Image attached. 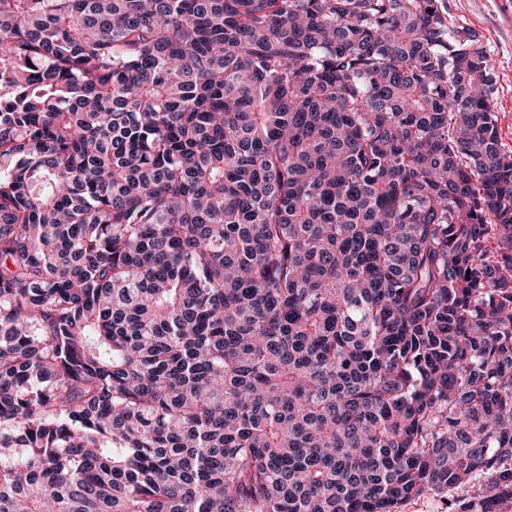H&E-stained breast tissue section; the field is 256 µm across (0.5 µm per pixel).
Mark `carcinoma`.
<instances>
[{
	"label": "carcinoma",
	"instance_id": "cac0c4a2",
	"mask_svg": "<svg viewBox=\"0 0 512 512\" xmlns=\"http://www.w3.org/2000/svg\"><path fill=\"white\" fill-rule=\"evenodd\" d=\"M446 0H0V512H512V150ZM468 488L431 492L407 501L401 512H462Z\"/></svg>",
	"mask_w": 512,
	"mask_h": 512
}]
</instances>
